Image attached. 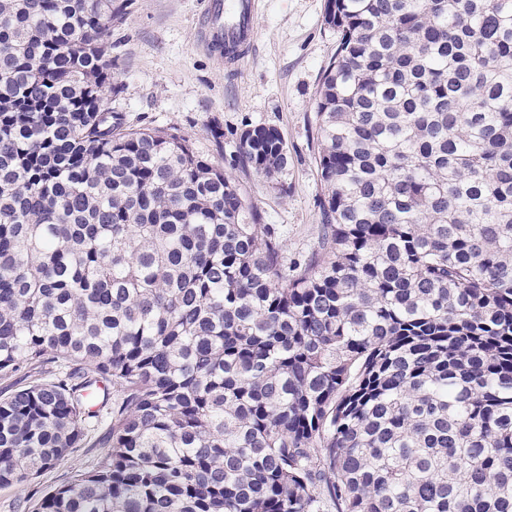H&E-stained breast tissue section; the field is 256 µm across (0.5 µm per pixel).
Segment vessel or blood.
Returning a JSON list of instances; mask_svg holds the SVG:
<instances>
[{
	"label": "vessel or blood",
	"mask_w": 512,
	"mask_h": 512,
	"mask_svg": "<svg viewBox=\"0 0 512 512\" xmlns=\"http://www.w3.org/2000/svg\"><path fill=\"white\" fill-rule=\"evenodd\" d=\"M259 11L260 0H206L203 42L213 53L223 55L226 69H234L255 51Z\"/></svg>",
	"instance_id": "b4317fda"
}]
</instances>
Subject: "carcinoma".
Segmentation results:
<instances>
[{
    "label": "carcinoma",
    "instance_id": "carcinoma-1",
    "mask_svg": "<svg viewBox=\"0 0 512 512\" xmlns=\"http://www.w3.org/2000/svg\"><path fill=\"white\" fill-rule=\"evenodd\" d=\"M133 0H0V487L33 512H512V0H327L317 248L105 104ZM234 161L288 146L247 124ZM53 364V378L43 367ZM109 423L110 421L95 423L93 419L92 425L95 426L90 428L91 431L81 448H77L64 461L23 485L0 488V512H32V507L43 495L88 470L93 461L106 451V448H101V443L108 435ZM19 504L27 506L26 509H17Z\"/></svg>",
    "mask_w": 512,
    "mask_h": 512
}]
</instances>
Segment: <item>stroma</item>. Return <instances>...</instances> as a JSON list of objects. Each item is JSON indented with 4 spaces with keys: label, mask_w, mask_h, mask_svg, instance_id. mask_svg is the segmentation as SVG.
<instances>
[{
    "label": "stroma",
    "mask_w": 512,
    "mask_h": 512,
    "mask_svg": "<svg viewBox=\"0 0 512 512\" xmlns=\"http://www.w3.org/2000/svg\"><path fill=\"white\" fill-rule=\"evenodd\" d=\"M204 0H134L112 31L114 78L123 85L115 106L136 127L173 129L238 183L263 223L280 225L289 262L317 242L322 197L315 163L316 86L336 50L324 21L326 0H262L258 50L227 71L197 43ZM277 127L289 163L277 183L233 166L244 124ZM221 140H214V132ZM108 423L95 424L81 448L27 483L0 488V512L34 506L49 491L88 470L102 453Z\"/></svg>",
    "instance_id": "obj_1"
}]
</instances>
